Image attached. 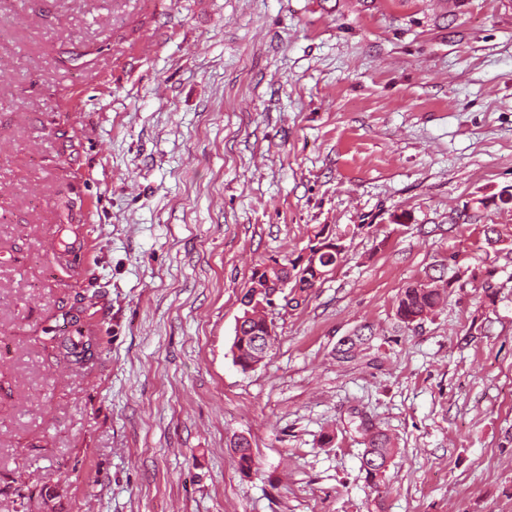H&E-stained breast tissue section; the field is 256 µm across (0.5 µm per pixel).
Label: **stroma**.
<instances>
[{
    "instance_id": "35a3bbf8",
    "label": "stroma",
    "mask_w": 512,
    "mask_h": 512,
    "mask_svg": "<svg viewBox=\"0 0 512 512\" xmlns=\"http://www.w3.org/2000/svg\"><path fill=\"white\" fill-rule=\"evenodd\" d=\"M503 192L512 0H0V512H512ZM321 230L335 271L241 371L253 269ZM436 278L416 283L402 289L395 303V314L404 326L419 323L427 318L445 298V292L436 285ZM374 336L366 335L361 330L351 336L342 337L336 344V358L342 362L355 360L362 347L368 345ZM356 428L368 432L369 437L362 457V463L367 478L375 486H378L384 476L388 463L393 457L394 444L387 433L382 430L373 431L372 425L369 426L364 419L360 420Z\"/></svg>"
}]
</instances>
